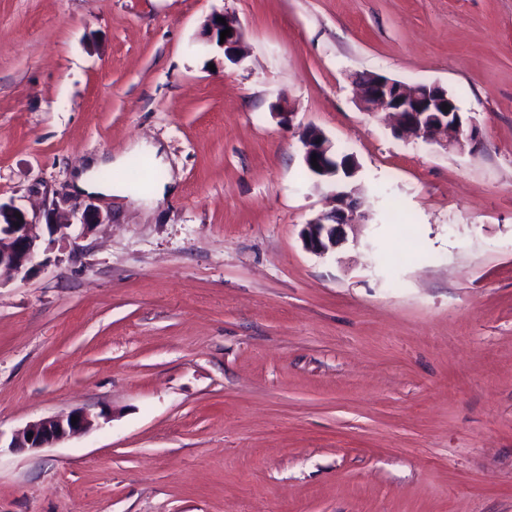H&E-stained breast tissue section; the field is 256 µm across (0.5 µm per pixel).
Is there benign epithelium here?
I'll list each match as a JSON object with an SVG mask.
<instances>
[{"instance_id":"1","label":"benign epithelium","mask_w":512,"mask_h":512,"mask_svg":"<svg viewBox=\"0 0 512 512\" xmlns=\"http://www.w3.org/2000/svg\"><path fill=\"white\" fill-rule=\"evenodd\" d=\"M212 13L204 24L202 35L206 43L224 50L232 62L241 60L243 35L240 26L231 18L226 24L217 21ZM231 29L230 36L220 40V32ZM360 107L366 112H388L396 119L398 133L436 143L448 150L475 152L480 147L477 127L464 117L448 90L438 83H421L414 87L380 74L369 75L357 82ZM450 106L449 111L442 110ZM303 163L309 173L327 182L342 175L353 177L357 165L352 156H339L332 142L316 127L303 133ZM317 165H312V158ZM354 190L340 189L332 193L334 207L326 214L309 220L301 232L305 248L325 256L347 240L345 226L354 223L356 202ZM0 271L26 275L41 265V236L39 224L17 208L0 205ZM19 225H14V222ZM77 423H72V417ZM93 425L91 415L82 409H72L27 424L14 434L12 449L37 451L69 436L80 434ZM33 437H28V434Z\"/></svg>"}]
</instances>
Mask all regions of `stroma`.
<instances>
[{"label":"stroma","mask_w":512,"mask_h":512,"mask_svg":"<svg viewBox=\"0 0 512 512\" xmlns=\"http://www.w3.org/2000/svg\"><path fill=\"white\" fill-rule=\"evenodd\" d=\"M362 72L441 84L479 150L395 137ZM310 126L369 215L324 256ZM133 143L163 199L75 191ZM0 203L73 222L0 278V512H512V0H0ZM217 17L225 18L226 25L219 23ZM226 28H231V34L226 36L223 44H220V32ZM202 35L207 44H215L217 47L224 49V57L228 60L232 62L241 60L243 35L240 26L231 18L223 13H212L204 24ZM77 416V423L72 426V417ZM91 415L82 409H72L68 412H62L51 417L43 418L36 422L27 424L24 428L18 430L13 438V450L37 451L45 448L55 442L61 441L69 436L85 432L93 425ZM29 433L33 437L27 439Z\"/></svg>","instance_id":"obj_1"}]
</instances>
